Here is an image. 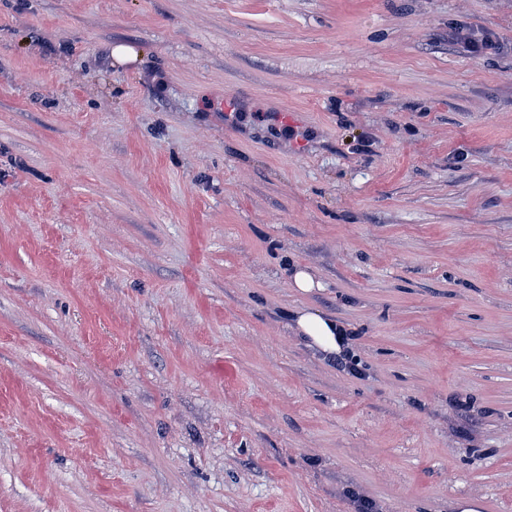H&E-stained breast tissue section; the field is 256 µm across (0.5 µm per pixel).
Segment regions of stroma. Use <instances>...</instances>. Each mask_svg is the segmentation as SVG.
I'll return each instance as SVG.
<instances>
[{
    "mask_svg": "<svg viewBox=\"0 0 512 512\" xmlns=\"http://www.w3.org/2000/svg\"><path fill=\"white\" fill-rule=\"evenodd\" d=\"M349 488L512 512V0H0V512ZM450 40L461 45L472 56H479L486 50L497 49L499 44L489 30H474L468 26H454L449 32ZM290 319L289 327L296 330L315 353L328 360L336 357L330 364L336 367L337 371L346 372L354 377L363 375L362 369L358 367L359 363L352 354L350 341L354 339V335L347 330L346 336L339 334V328H345L342 324L320 312L306 309L292 311ZM338 336H342L343 351L336 355L342 350Z\"/></svg>",
    "mask_w": 512,
    "mask_h": 512,
    "instance_id": "obj_1",
    "label": "stroma"
}]
</instances>
